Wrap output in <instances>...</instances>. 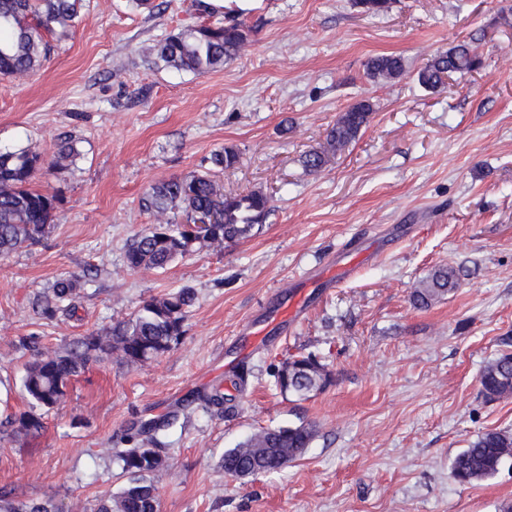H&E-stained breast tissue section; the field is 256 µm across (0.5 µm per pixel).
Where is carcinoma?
I'll list each match as a JSON object with an SVG mask.
<instances>
[{
  "label": "carcinoma",
  "mask_w": 512,
  "mask_h": 512,
  "mask_svg": "<svg viewBox=\"0 0 512 512\" xmlns=\"http://www.w3.org/2000/svg\"><path fill=\"white\" fill-rule=\"evenodd\" d=\"M83 0H0V75L25 79L40 70L50 59L53 45L49 35L66 36L74 27ZM247 41L238 24L197 25L159 40L145 50L166 66L177 70L205 73L221 68L238 56ZM481 61L468 43L457 44L435 54L418 72L417 80L428 90L443 85L442 76L466 75ZM367 74L378 82H389L407 74L404 60L398 56H377L366 64ZM373 112L366 100L342 113L327 131L324 146L304 155L303 166L318 172L326 157L344 151L366 126ZM79 155L73 141L55 144L50 161L28 149L0 150V256L38 244L49 232L53 213L59 202L55 193L29 187L34 173L51 171L74 162ZM213 168L185 178H172L152 185L144 206L155 223L134 239L125 253L132 270L163 269L195 246L221 247L251 236L269 210V199L261 191L226 197L217 171L233 168L241 162V153L225 147L213 153ZM185 221L175 222L176 212ZM215 211L219 222L201 236L194 230L197 217ZM79 277H61L36 303V311L47 319L69 316L76 308ZM456 269L440 265L412 292L415 305L426 308L438 298L455 290ZM196 300L194 291L176 292L143 302L126 319L108 327L78 336L51 355L39 351V338L27 336L21 346L35 352L21 378V389L30 409L14 413L0 421L3 441L18 437L33 438L43 428L41 410L59 405L70 381L90 366L116 360L128 367L152 362L169 351L185 333V321ZM325 367L311 356H296L282 363L276 372L281 392L304 396L327 380ZM485 395L492 399L512 395V353L505 352L489 363L480 375ZM205 407L224 409L228 395L216 388L198 396ZM177 415H166L147 423L131 426L120 444L103 450L117 465L127 482L114 497L101 500L96 512H159L160 502L152 475L168 466L159 436L175 423ZM315 436L310 424L261 429L221 458L224 474L239 478L255 473H273L298 458ZM512 458V435L490 430L478 435L453 460L451 477L470 483L496 474ZM0 512H59L55 495L32 500H14L0 493Z\"/></svg>",
  "instance_id": "cac0c4a2"
}]
</instances>
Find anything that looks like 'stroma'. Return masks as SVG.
Here are the masks:
<instances>
[{
    "instance_id": "1",
    "label": "stroma",
    "mask_w": 512,
    "mask_h": 512,
    "mask_svg": "<svg viewBox=\"0 0 512 512\" xmlns=\"http://www.w3.org/2000/svg\"><path fill=\"white\" fill-rule=\"evenodd\" d=\"M90 0L69 37L25 81L0 78V149L51 157L72 138L75 165L37 172L57 193L41 243L0 257V419L28 410L31 352L134 314L181 288L197 293L186 332L138 367L106 362L73 378L43 434L0 444V492L53 493L62 512H94L124 484L98 451L130 423L170 412L161 512H504L512 463L469 484L451 474L480 433H512V396L481 393L483 368L512 352V0ZM241 23L248 42L223 69L180 71L144 47L195 23ZM461 41L476 71L428 90L415 74ZM402 56L410 77L372 81L367 61ZM369 100V124L320 172L302 166L340 113ZM225 146L241 163L228 196L270 197L258 231L203 247L166 269L131 270L130 243L152 224L149 187L200 171ZM358 263L323 289L314 277L342 250ZM458 288L429 308L411 294L439 265ZM81 274L75 316L42 319L34 297ZM305 314L277 324L279 309ZM312 355L328 381L282 393L281 363ZM247 370L242 392L234 371ZM235 396L227 412L190 395ZM308 423L313 441L277 473L225 475L220 459L262 428Z\"/></svg>"
}]
</instances>
